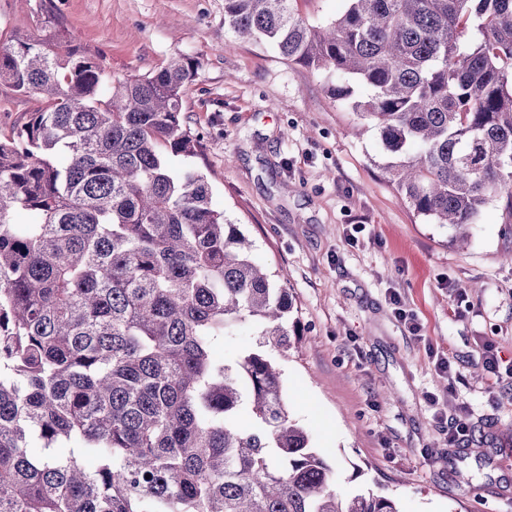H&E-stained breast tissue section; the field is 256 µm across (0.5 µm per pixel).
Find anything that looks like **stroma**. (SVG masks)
Segmentation results:
<instances>
[{
    "instance_id": "1",
    "label": "stroma",
    "mask_w": 512,
    "mask_h": 512,
    "mask_svg": "<svg viewBox=\"0 0 512 512\" xmlns=\"http://www.w3.org/2000/svg\"><path fill=\"white\" fill-rule=\"evenodd\" d=\"M50 16L115 77L196 60L184 101L194 164L293 296L301 341L279 360L285 394L342 490L392 496L400 512H512V385L491 389L481 365L489 344L512 361L503 202L457 248L400 199L331 76L235 38L224 0H0V43L43 35ZM40 104L0 82V139ZM441 357L450 374L436 371ZM459 417L468 433L452 444Z\"/></svg>"
}]
</instances>
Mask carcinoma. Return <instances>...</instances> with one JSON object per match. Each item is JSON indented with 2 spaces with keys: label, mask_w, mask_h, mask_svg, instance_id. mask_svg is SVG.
<instances>
[{
  "label": "carcinoma",
  "mask_w": 512,
  "mask_h": 512,
  "mask_svg": "<svg viewBox=\"0 0 512 512\" xmlns=\"http://www.w3.org/2000/svg\"><path fill=\"white\" fill-rule=\"evenodd\" d=\"M292 2L224 0V28L338 100L365 86L360 128L451 242L493 200L512 216V0H346L317 25ZM196 74L114 79L55 26L0 44V81L44 102L0 140V512H399L345 494L290 416L273 352L295 303L192 163ZM243 322L252 345L217 358Z\"/></svg>",
  "instance_id": "obj_1"
}]
</instances>
